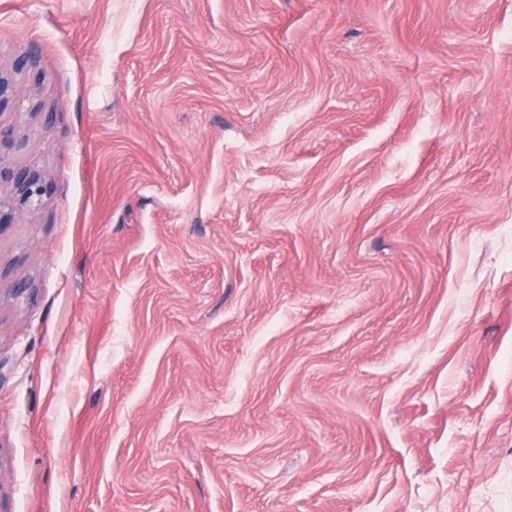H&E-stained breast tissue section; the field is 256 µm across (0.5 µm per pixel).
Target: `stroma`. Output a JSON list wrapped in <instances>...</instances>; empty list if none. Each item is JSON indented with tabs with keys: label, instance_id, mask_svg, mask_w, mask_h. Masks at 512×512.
I'll return each mask as SVG.
<instances>
[{
	"label": "stroma",
	"instance_id": "1",
	"mask_svg": "<svg viewBox=\"0 0 512 512\" xmlns=\"http://www.w3.org/2000/svg\"><path fill=\"white\" fill-rule=\"evenodd\" d=\"M0 72V512H512V0H0ZM0 155V223L2 215H20L24 210L38 206L45 192L42 178L34 173H18L10 176V168L3 165ZM10 177V188L2 191V178ZM3 224V223H1Z\"/></svg>",
	"mask_w": 512,
	"mask_h": 512
}]
</instances>
